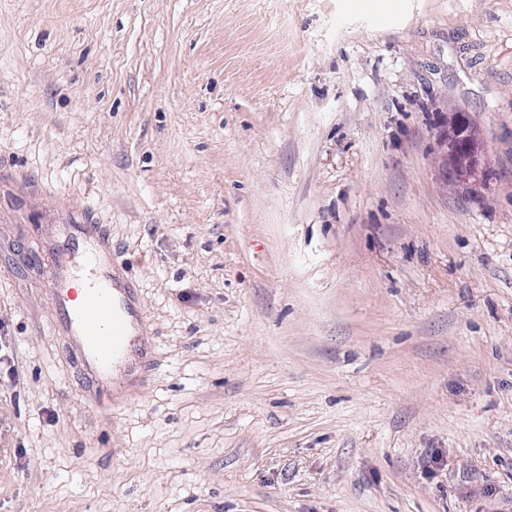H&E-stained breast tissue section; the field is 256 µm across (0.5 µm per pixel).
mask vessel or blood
<instances>
[{
    "instance_id": "1",
    "label": "vessel or blood",
    "mask_w": 512,
    "mask_h": 512,
    "mask_svg": "<svg viewBox=\"0 0 512 512\" xmlns=\"http://www.w3.org/2000/svg\"><path fill=\"white\" fill-rule=\"evenodd\" d=\"M62 230L86 244L93 283L77 306L68 294H58L57 327L69 337L97 388L101 407L107 409L115 401L116 374L131 365V348L146 335L148 324L137 291L124 277L123 263L113 256L101 225L66 224Z\"/></svg>"
}]
</instances>
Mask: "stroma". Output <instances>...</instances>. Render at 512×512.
<instances>
[{"mask_svg": "<svg viewBox=\"0 0 512 512\" xmlns=\"http://www.w3.org/2000/svg\"><path fill=\"white\" fill-rule=\"evenodd\" d=\"M70 223L154 348L108 410ZM0 512H512V0H0ZM446 162L456 177L476 178L481 173L483 141L478 131L461 115L453 114L443 131ZM67 235L81 239L89 249L87 260L92 266L93 283L87 288L85 274L79 273L72 283L79 293L86 289L79 306L65 289L57 296L59 330L69 337L98 392L99 404L108 409L114 404L118 369L133 366L131 348L140 336L147 334L137 290L131 288L122 274L123 262L112 256L109 237L100 224H63Z\"/></svg>", "mask_w": 512, "mask_h": 512, "instance_id": "35a3bbf8", "label": "stroma"}]
</instances>
